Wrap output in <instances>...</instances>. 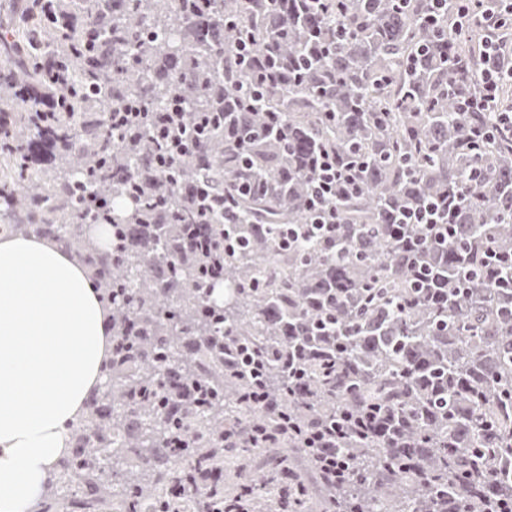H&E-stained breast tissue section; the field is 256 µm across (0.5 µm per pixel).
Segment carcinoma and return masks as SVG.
Segmentation results:
<instances>
[{"mask_svg": "<svg viewBox=\"0 0 512 512\" xmlns=\"http://www.w3.org/2000/svg\"><path fill=\"white\" fill-rule=\"evenodd\" d=\"M427 4L341 0L351 36L324 53L328 14L305 0H275L266 11L237 0L235 15L222 19L197 14L190 0H86V25L69 40L86 64L70 74L74 91L58 114L38 113L31 96H0V109L20 121L3 144V183L23 170L25 153L58 149L30 174L44 199L38 231L74 251L116 309L107 388L71 424V449L55 465L58 484L84 479L71 512H99L115 495L121 512H157L171 487L193 482L207 461L184 449L187 465H173L170 440L181 431L202 440L231 416L248 418L240 406L228 409L252 383L224 378L209 356L210 344L237 327L253 338V373L280 390L290 417L305 394L282 390L288 373L272 352L304 348L307 381L321 393L311 411L350 433L341 448L356 478L336 490L334 505L294 489L295 512H448L461 483L474 497L512 499V285L476 273L457 281L488 250L512 257V134L467 148L472 118L453 91L478 90L479 71L463 84L451 79L448 37L422 23ZM131 15L142 27L127 23ZM225 21L251 33L267 64L282 60L298 73L268 96L288 143L273 129L254 131L249 98L235 104L246 72L215 54ZM3 28L4 66L27 67L35 82L49 57L64 68L50 44L32 56L18 50L25 33ZM463 29L453 51L473 61L478 31ZM176 89L187 107L224 113V131L196 155V165L224 176L239 215L225 228L224 252L208 257L224 263L221 304L195 290L204 269L182 262L192 242L174 225L193 223L194 210L156 177L155 145L145 137L115 150L98 122L104 104L125 106L134 113L128 133L142 134ZM321 149L360 178L359 192L336 198V240L351 241L347 258L329 240L280 243L279 228L306 215L307 162ZM244 173L256 185L249 193L240 191ZM469 174L477 195L457 203L456 234L425 240L412 228L421 243L408 251L392 234L399 208L454 197ZM141 182L155 190L138 210L126 200ZM103 194L114 202L110 213ZM9 206L11 214L0 211L6 233L27 229L15 217L26 205ZM90 221L112 225L111 249L95 243ZM418 265L439 286L434 303L418 297Z\"/></svg>", "mask_w": 512, "mask_h": 512, "instance_id": "1", "label": "carcinoma"}]
</instances>
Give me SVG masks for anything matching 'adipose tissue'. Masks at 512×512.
Here are the masks:
<instances>
[{"mask_svg":"<svg viewBox=\"0 0 512 512\" xmlns=\"http://www.w3.org/2000/svg\"><path fill=\"white\" fill-rule=\"evenodd\" d=\"M108 320L76 259L33 233L0 240V512H34L103 387Z\"/></svg>","mask_w":512,"mask_h":512,"instance_id":"adipose-tissue-1","label":"adipose tissue"}]
</instances>
